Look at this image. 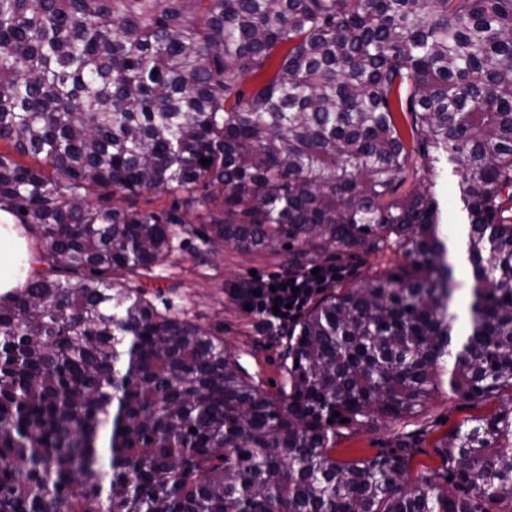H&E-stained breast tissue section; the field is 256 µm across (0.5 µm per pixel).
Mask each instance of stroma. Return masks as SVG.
I'll return each mask as SVG.
<instances>
[{"mask_svg":"<svg viewBox=\"0 0 512 512\" xmlns=\"http://www.w3.org/2000/svg\"><path fill=\"white\" fill-rule=\"evenodd\" d=\"M200 246V240L195 238L185 242L172 264L157 269L155 278L148 280V287L161 289L173 309L189 312L202 326L223 322L224 344L241 366L255 380L281 384L277 341L261 327H250V315L229 293L233 283L250 273L267 276L277 272L275 259L226 248L201 266L195 258ZM501 405L498 399L468 401L442 391L434 394L420 413L400 423L344 429L336 439V457L346 461L391 452L397 450L400 437L405 435L409 438L412 471L435 468L440 464L434 453L436 438L466 417L490 413Z\"/></svg>","mask_w":512,"mask_h":512,"instance_id":"stroma-1","label":"stroma"}]
</instances>
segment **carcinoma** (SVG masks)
<instances>
[{
    "instance_id": "obj_1",
    "label": "carcinoma",
    "mask_w": 512,
    "mask_h": 512,
    "mask_svg": "<svg viewBox=\"0 0 512 512\" xmlns=\"http://www.w3.org/2000/svg\"><path fill=\"white\" fill-rule=\"evenodd\" d=\"M1 142L43 269L0 296V512H512V0H0ZM191 237L201 263L340 270L279 337L276 392L142 285ZM393 246L399 271L357 274ZM445 386L510 407L414 478L336 459L340 428Z\"/></svg>"
}]
</instances>
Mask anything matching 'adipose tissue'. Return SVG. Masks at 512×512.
<instances>
[{
	"instance_id": "1",
	"label": "adipose tissue",
	"mask_w": 512,
	"mask_h": 512,
	"mask_svg": "<svg viewBox=\"0 0 512 512\" xmlns=\"http://www.w3.org/2000/svg\"><path fill=\"white\" fill-rule=\"evenodd\" d=\"M36 271L23 229L0 213V295L21 287Z\"/></svg>"
}]
</instances>
